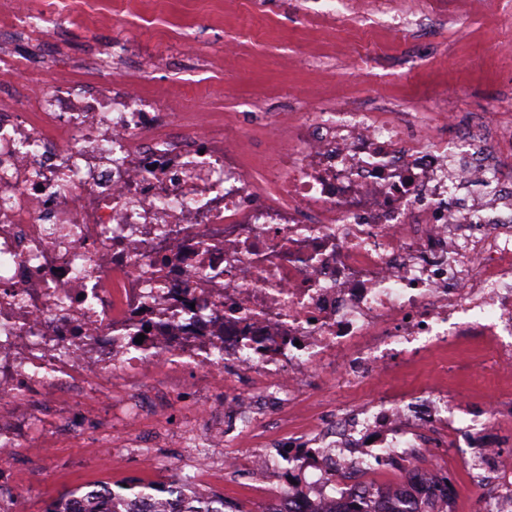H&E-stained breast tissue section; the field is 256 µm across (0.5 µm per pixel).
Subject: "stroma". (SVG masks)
Returning <instances> with one entry per match:
<instances>
[{
    "instance_id": "stroma-1",
    "label": "stroma",
    "mask_w": 512,
    "mask_h": 512,
    "mask_svg": "<svg viewBox=\"0 0 512 512\" xmlns=\"http://www.w3.org/2000/svg\"><path fill=\"white\" fill-rule=\"evenodd\" d=\"M446 18L421 36L392 32L382 19L351 14L345 0H224V20L216 22L195 0H168L164 24L129 16L140 47L167 43L181 56L155 74L148 87L158 96L183 95L217 115L234 114L253 148L247 168L265 157V134L252 125L248 103L265 97L268 109L282 111L289 97L307 109L331 98L398 99L408 111H429L425 94L445 92L461 112H489L501 90L512 86V61L497 48L512 43V0H486L473 12L470 0H445ZM246 39L248 60L214 57L205 66H185L199 37ZM91 436L57 440L51 457L18 453L8 467L13 481L30 492V512L94 486H161L189 471L180 449L159 442L158 467L145 470L137 458L113 465V451L95 448Z\"/></svg>"
}]
</instances>
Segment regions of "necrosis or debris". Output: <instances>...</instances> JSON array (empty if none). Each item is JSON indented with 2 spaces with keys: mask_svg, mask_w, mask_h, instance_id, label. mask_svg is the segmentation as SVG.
I'll return each mask as SVG.
<instances>
[{
  "mask_svg": "<svg viewBox=\"0 0 512 512\" xmlns=\"http://www.w3.org/2000/svg\"><path fill=\"white\" fill-rule=\"evenodd\" d=\"M104 2L0 13V465L104 411L154 469L147 409L189 391L195 418L158 434L192 449L194 477L245 473L267 512H457L450 460L512 512V113L258 97L252 172L237 124L146 91L165 55H70L58 32ZM352 3L416 32L444 17Z\"/></svg>",
  "mask_w": 512,
  "mask_h": 512,
  "instance_id": "1",
  "label": "necrosis or debris"
}]
</instances>
